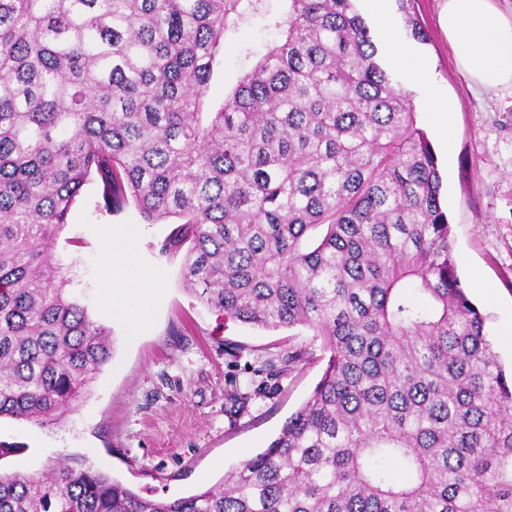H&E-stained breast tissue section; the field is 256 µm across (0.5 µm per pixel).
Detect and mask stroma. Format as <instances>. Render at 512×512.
<instances>
[{
	"mask_svg": "<svg viewBox=\"0 0 512 512\" xmlns=\"http://www.w3.org/2000/svg\"><path fill=\"white\" fill-rule=\"evenodd\" d=\"M402 41L427 63V83L394 77L410 94L443 178L442 197L458 271L486 316L485 330L504 364L512 363V89L474 87L457 65L441 24L445 0H389ZM287 0H261L224 33L208 99L221 105L242 75L280 39L275 23ZM418 19L426 41L413 38L405 16ZM452 110L454 137L443 143L427 120L428 87ZM92 177L73 204L53 260L73 266L91 318L110 329L112 358L64 421L40 426L0 419V443L15 452L0 470L38 474L67 455L81 456L143 496L173 499L217 485L226 469L268 446L312 393L325 363L288 366L285 328L225 319L183 285L185 247L163 251L173 231L147 223L134 202L97 209ZM135 247L153 271L151 307L137 341L104 304L102 258L113 237Z\"/></svg>",
	"mask_w": 512,
	"mask_h": 512,
	"instance_id": "obj_1",
	"label": "stroma"
}]
</instances>
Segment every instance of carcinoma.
Segmentation results:
<instances>
[{
  "label": "carcinoma",
  "instance_id": "1",
  "mask_svg": "<svg viewBox=\"0 0 512 512\" xmlns=\"http://www.w3.org/2000/svg\"><path fill=\"white\" fill-rule=\"evenodd\" d=\"M257 0H0V417L54 424L112 357L51 257L82 187L177 220L186 288L304 328L312 394L216 486L144 497L64 458L0 512H512V373L453 256L437 158L354 0H288L283 39L207 105Z\"/></svg>",
  "mask_w": 512,
  "mask_h": 512
}]
</instances>
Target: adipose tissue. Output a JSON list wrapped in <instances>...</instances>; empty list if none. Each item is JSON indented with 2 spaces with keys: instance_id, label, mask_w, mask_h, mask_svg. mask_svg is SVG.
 I'll list each match as a JSON object with an SVG mask.
<instances>
[{
  "instance_id": "ef3b65f1",
  "label": "adipose tissue",
  "mask_w": 512,
  "mask_h": 512,
  "mask_svg": "<svg viewBox=\"0 0 512 512\" xmlns=\"http://www.w3.org/2000/svg\"><path fill=\"white\" fill-rule=\"evenodd\" d=\"M378 32L391 43L395 69L423 77L425 63L396 39V24L386 0H370ZM443 22L458 66L484 90L512 88V14H505L495 0H445ZM106 273L104 302L130 317L132 327L148 318L142 294L154 287L153 274L135 261L132 246L123 239L112 242L103 257Z\"/></svg>"
}]
</instances>
